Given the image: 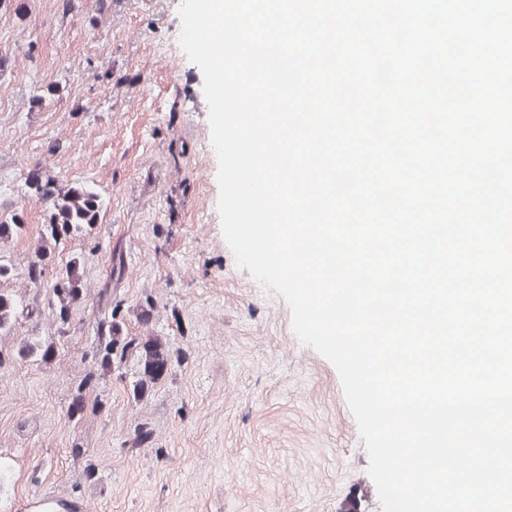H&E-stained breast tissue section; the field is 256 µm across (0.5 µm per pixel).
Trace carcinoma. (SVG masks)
I'll return each mask as SVG.
<instances>
[{"label":"carcinoma","instance_id":"1","mask_svg":"<svg viewBox=\"0 0 512 512\" xmlns=\"http://www.w3.org/2000/svg\"><path fill=\"white\" fill-rule=\"evenodd\" d=\"M26 184L35 196L49 203L51 209L38 247V260L27 272L29 281L39 284L46 266L52 261L54 246L61 240L92 230L104 200L90 187L66 183L37 169L28 174ZM23 229V212L17 211L9 220L0 221V240L6 241ZM84 288V259L74 257L50 285L47 306L49 314L60 326L70 324L74 306L85 296ZM100 301L104 315L97 322L92 366L105 373L121 367L126 357L137 356L142 364V376L135 382L133 398L139 400L148 393L149 387L168 373L174 362L181 361V356L173 354L156 336L139 339L125 335L123 301L113 299L112 290L103 289ZM18 307L16 299L0 293V333L11 328Z\"/></svg>","mask_w":512,"mask_h":512}]
</instances>
